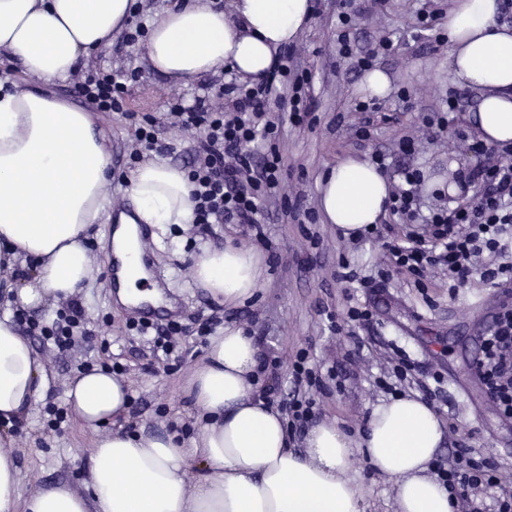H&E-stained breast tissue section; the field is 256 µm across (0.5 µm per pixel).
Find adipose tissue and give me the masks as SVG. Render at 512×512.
Masks as SVG:
<instances>
[{"label": "adipose tissue", "mask_w": 512, "mask_h": 512, "mask_svg": "<svg viewBox=\"0 0 512 512\" xmlns=\"http://www.w3.org/2000/svg\"><path fill=\"white\" fill-rule=\"evenodd\" d=\"M133 2L0 0V53L34 81L55 83L111 42ZM231 8L227 14L213 0H183L154 20L144 46L149 69L175 85L222 67L264 77L275 51L298 40L312 13L310 0H233ZM498 8V0H451L448 76L481 94L469 117L478 137L508 147L512 27L497 23ZM109 167L89 112L0 81V246L34 261V282L16 291V303L43 307L74 295L93 276L86 237L111 220L122 299H157L138 260V227L191 223V184L182 169L153 155L127 178L133 210L114 215L104 195ZM389 193L373 164L344 157L319 183L322 219L344 236L357 234L384 217ZM193 267L200 285L227 305L253 296L264 274L255 253L232 244L204 250ZM259 358L241 328L212 337L188 385L199 421L190 451L171 435L112 431L91 452L85 492L48 487L18 501L19 471L0 453V512H362L355 468L361 457L395 482L398 512H453L447 488L429 473L444 440L431 406L394 398L373 409L361 436L324 423L298 453L288 446L284 416L259 393ZM44 383L31 342L10 316L0 317V423L22 419ZM128 403L127 383L96 368L80 373L66 393L69 413L89 429L118 419ZM192 461L201 471L193 481Z\"/></svg>", "instance_id": "adipose-tissue-1"}]
</instances>
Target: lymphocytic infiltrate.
Listing matches in <instances>:
<instances>
[{
  "instance_id": "f902f5d3",
  "label": "lymphocytic infiltrate",
  "mask_w": 512,
  "mask_h": 512,
  "mask_svg": "<svg viewBox=\"0 0 512 512\" xmlns=\"http://www.w3.org/2000/svg\"><path fill=\"white\" fill-rule=\"evenodd\" d=\"M357 14L353 0H337L339 54L356 59L358 67L372 66L391 47L380 38L364 55H356L350 34ZM133 76L123 70L88 66L76 88L94 111H123ZM313 75L300 60L298 47L287 48L274 71L256 83H222L193 104L171 103L168 123L187 133L191 142L188 178L192 185L194 221L198 224H239L245 236L263 239L271 214L310 216L303 193L282 194L286 158L280 150L282 124L302 125L313 105ZM273 102L288 104L289 117L270 112ZM262 141L266 152L254 159L246 147ZM481 162L464 176L476 192L456 206H440L420 214L416 189L422 175L402 165L399 182L389 199L390 215L399 224L377 231L384 264L404 274L414 286L436 276L447 278L450 290L475 283L498 286L512 282V150L501 156L488 152L479 140L468 143ZM307 352L290 357L293 391L282 402L290 433L300 432L311 419L324 389L308 365ZM475 372L496 414L512 419V304H501L482 341ZM436 473L459 512H512V481L490 459L466 446L437 463Z\"/></svg>"
}]
</instances>
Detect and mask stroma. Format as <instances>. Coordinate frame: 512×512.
<instances>
[{
	"instance_id": "1",
	"label": "stroma",
	"mask_w": 512,
	"mask_h": 512,
	"mask_svg": "<svg viewBox=\"0 0 512 512\" xmlns=\"http://www.w3.org/2000/svg\"><path fill=\"white\" fill-rule=\"evenodd\" d=\"M424 0H357L360 10L351 37L361 50H369L382 33L393 45L376 66L387 72L391 91L376 102L372 138L355 145L353 129L360 121L358 105L361 70L336 50V12L313 18L303 33V56L313 74L315 110L311 126L284 124L281 147L290 164L291 182L299 183L310 207L318 205L317 185L328 168L346 156L369 160L374 148L387 146L402 133L418 138L411 162L444 173L449 158L475 165L476 157L456 143L457 133L469 129L467 116L479 95L465 99L456 123L439 134L429 133L426 117L444 107L448 95L460 87L448 77V47L415 39L417 12ZM105 67L133 70L138 80L131 87L130 107L162 117L171 101L191 103L194 95L215 81L203 75L188 85L172 86L146 66L144 50L126 44L114 34L110 45L95 51ZM105 136L112 162L111 205L131 209L126 181L133 164L129 159L133 129L121 114L94 113ZM267 245L250 243L233 224H214L209 230L193 224L145 228L143 241L150 253L151 279L164 282V300L176 302L175 320L189 331L179 348L154 356L146 336L131 329V306L122 304L105 286L106 253L112 227L96 225L86 243L94 276L77 291L89 335L71 350L57 349L42 336L30 342L40 356L46 383L28 414L14 423L11 439L0 442V452L10 454L19 470V499L37 489L64 484L82 490L89 457L98 436L111 433L82 427L65 406L72 379L87 367H121L120 377L130 387L132 401L121 424L127 432L169 434L196 426V413L187 393L188 380L201 361L211 336L225 326L243 327L268 358H288L308 351L328 386L312 417V424L332 422L345 431L359 433L371 411L388 400V393L372 381L394 365H410L407 379L396 382L403 394L416 398L431 393L444 423H464L473 432V447L492 453L503 472L512 474V421L501 420L486 400L474 374L486 327L502 302H512V283L475 284L449 295L446 280L436 278L417 288L400 274L386 287L370 293L373 317L357 325L352 335L331 332L327 312L346 313L347 284L337 282L336 266L346 260L357 273L369 274L379 263L380 246L366 239L359 244L337 234L323 222L297 224L285 217L264 226ZM257 252L266 268L255 296L236 306L215 301L192 278L191 265L206 247L226 244ZM210 326L211 336L199 335ZM358 480L366 490L363 512H397L396 485L364 461H357Z\"/></svg>"
}]
</instances>
